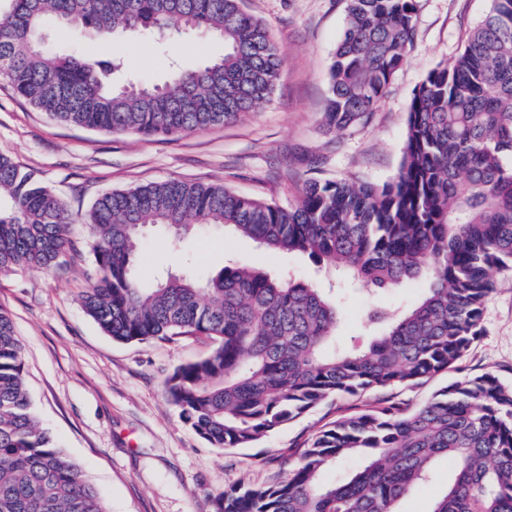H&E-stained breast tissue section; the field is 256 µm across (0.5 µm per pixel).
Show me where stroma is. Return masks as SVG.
<instances>
[{"mask_svg": "<svg viewBox=\"0 0 512 512\" xmlns=\"http://www.w3.org/2000/svg\"><path fill=\"white\" fill-rule=\"evenodd\" d=\"M285 52L268 101L241 118L202 131L131 136L52 119L14 95L0 79V154L49 186L74 222L75 249L47 270L0 275V305L11 312L23 347L27 387L38 420L80 467L106 512H213L212 499L239 483H261L282 471L292 449L337 416L381 400L412 405L464 375L490 373L512 385V274L494 278L482 334L456 369L412 386L344 396L263 437L250 448H217L200 438L167 400L165 382L180 365L200 359L209 339L121 343L86 313L80 294L94 270L84 222L100 195L178 179L221 185L288 206L310 177L348 176L382 183L398 171L412 93L438 63L452 61L490 8V0H417L414 44L371 121L331 134L321 125L326 74L345 24V0H243ZM119 55L115 85L163 83L172 64L198 67L221 56V40L193 36L157 49L136 39L95 48ZM235 261L319 284L307 258L258 248L216 228L198 229L177 246L153 232L142 241V277L186 271L204 278ZM427 281L382 293L349 292L338 329L350 344L377 306L414 305ZM448 459L430 483L399 505L431 512L452 476Z\"/></svg>", "mask_w": 512, "mask_h": 512, "instance_id": "35a3bbf8", "label": "stroma"}]
</instances>
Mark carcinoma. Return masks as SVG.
I'll return each mask as SVG.
<instances>
[{
  "label": "carcinoma",
  "instance_id": "carcinoma-1",
  "mask_svg": "<svg viewBox=\"0 0 512 512\" xmlns=\"http://www.w3.org/2000/svg\"><path fill=\"white\" fill-rule=\"evenodd\" d=\"M322 122L367 123L413 45L416 0H345ZM89 41L124 35L166 48L185 29L224 55L166 82L116 88L117 64L62 55L53 24ZM285 54L241 0H10L0 11V78L67 124L145 136L203 130L252 112L274 91ZM221 227L306 256L343 285L392 290L425 279L409 308L371 309L368 340L336 330L345 295L289 275L227 264L145 285L133 273L143 231ZM94 272L81 302L120 342L204 336V358L166 380L169 402L201 438L247 448L324 403L413 386L455 367L480 336L494 274L512 272V0H492L467 46L415 88L397 174L382 184L311 178L283 207L180 180L101 195L87 215ZM64 203L0 155V274L47 268L72 246ZM455 475L431 512H512V386L465 375L419 405L383 402L320 429L264 483H239L213 512H399L432 475ZM358 460L338 483L323 472ZM0 512H104L78 465L38 421L14 322L0 306Z\"/></svg>",
  "mask_w": 512,
  "mask_h": 512
}]
</instances>
